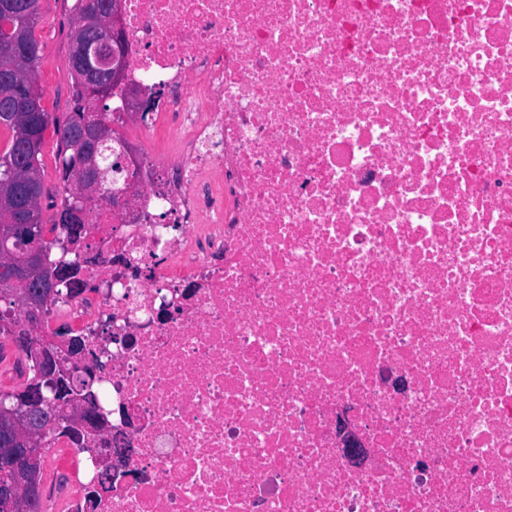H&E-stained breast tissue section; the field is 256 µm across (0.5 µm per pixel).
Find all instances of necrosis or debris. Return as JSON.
Returning <instances> with one entry per match:
<instances>
[{
  "mask_svg": "<svg viewBox=\"0 0 512 512\" xmlns=\"http://www.w3.org/2000/svg\"><path fill=\"white\" fill-rule=\"evenodd\" d=\"M123 40L135 152L35 331L110 424L42 439L65 512H512V0H123Z\"/></svg>",
  "mask_w": 512,
  "mask_h": 512,
  "instance_id": "necrosis-or-debris-1",
  "label": "necrosis or debris"
}]
</instances>
